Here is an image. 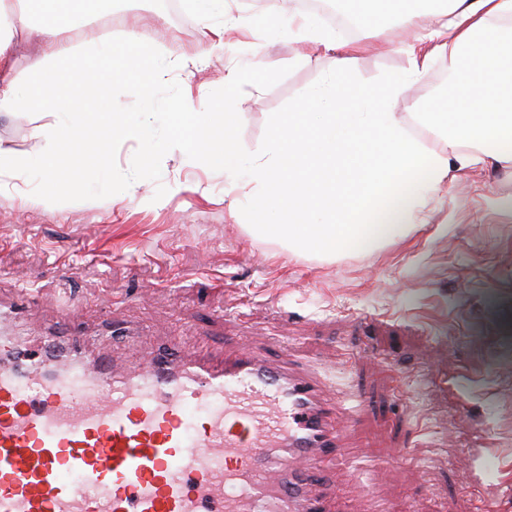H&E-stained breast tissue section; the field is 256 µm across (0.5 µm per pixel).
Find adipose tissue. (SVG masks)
Here are the masks:
<instances>
[{"mask_svg":"<svg viewBox=\"0 0 512 512\" xmlns=\"http://www.w3.org/2000/svg\"><path fill=\"white\" fill-rule=\"evenodd\" d=\"M31 24L30 0H0V112L47 110L36 124L46 159L39 177L53 197L79 193L86 169L109 168L114 141L147 144L143 165L168 151L155 137L150 116L153 87L164 66L144 60L138 33L123 38L120 58L137 70L130 86L135 113L115 112L90 77L62 79L68 35L84 21L73 0H46ZM409 32L402 50L409 66L380 88L346 86L349 64L360 44L322 28L313 15L274 16L268 33L289 29L300 40L335 52L336 68L312 89L297 111L274 120L264 149L245 159L236 112H193L192 150L197 161L228 173L244 172L257 228L288 245H308L333 256L351 248L370 251L398 236L414 234L430 199L461 171L512 161V0H385ZM35 32L44 56L34 65V85L5 76L14 38ZM451 64L448 111L415 113L437 138L424 146L395 102L417 86L435 58Z\"/></svg>","mask_w":512,"mask_h":512,"instance_id":"ef3b65f1","label":"adipose tissue"}]
</instances>
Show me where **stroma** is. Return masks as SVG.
I'll return each instance as SVG.
<instances>
[{
    "label": "stroma",
    "instance_id": "1",
    "mask_svg": "<svg viewBox=\"0 0 512 512\" xmlns=\"http://www.w3.org/2000/svg\"><path fill=\"white\" fill-rule=\"evenodd\" d=\"M167 0H112L142 33L149 57L170 61L155 88L159 139L178 151L145 167L144 145L112 147V176L83 175V192L40 202L36 175L0 179V301L22 304L11 328L33 341L51 325L96 338L113 362L177 342L220 359L249 342L277 361L294 358L322 379L380 470L338 473L333 489L367 512H512V171L457 174L432 197L415 234L328 257L252 230L245 178L194 163L187 94L201 108L242 115L244 149H263L272 121L295 111L335 69L331 51L285 33L224 46L204 22ZM349 86H380L403 74L399 21L379 0ZM66 72L88 67L85 51L122 46L121 28L91 18L71 33ZM259 60L263 69L252 68ZM237 71L234 84L225 75ZM448 59H435L399 114L447 109ZM0 146L39 154L30 114L0 112ZM131 327L112 344L105 322Z\"/></svg>",
    "mask_w": 512,
    "mask_h": 512
}]
</instances>
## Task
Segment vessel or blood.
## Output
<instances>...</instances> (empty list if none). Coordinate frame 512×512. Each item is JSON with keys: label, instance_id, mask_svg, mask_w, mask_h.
Returning a JSON list of instances; mask_svg holds the SVG:
<instances>
[{"label": "vessel or blood", "instance_id": "vessel-or-blood-1", "mask_svg": "<svg viewBox=\"0 0 512 512\" xmlns=\"http://www.w3.org/2000/svg\"><path fill=\"white\" fill-rule=\"evenodd\" d=\"M47 344H0V512H328L334 472L378 465L323 384L250 347L119 371L81 337Z\"/></svg>", "mask_w": 512, "mask_h": 512}]
</instances>
